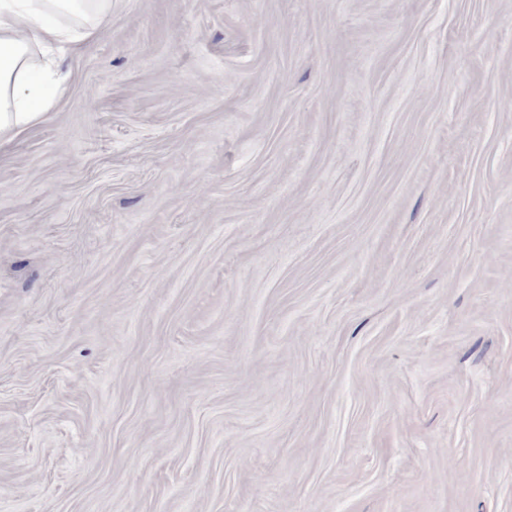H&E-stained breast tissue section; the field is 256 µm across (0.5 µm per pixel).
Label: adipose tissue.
Segmentation results:
<instances>
[{
  "instance_id": "ef3b65f1",
  "label": "adipose tissue",
  "mask_w": 512,
  "mask_h": 512,
  "mask_svg": "<svg viewBox=\"0 0 512 512\" xmlns=\"http://www.w3.org/2000/svg\"><path fill=\"white\" fill-rule=\"evenodd\" d=\"M111 12L112 0H0V143L43 118L44 85L64 87L63 61Z\"/></svg>"
}]
</instances>
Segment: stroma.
Segmentation results:
<instances>
[{
	"instance_id": "stroma-1",
	"label": "stroma",
	"mask_w": 512,
	"mask_h": 512,
	"mask_svg": "<svg viewBox=\"0 0 512 512\" xmlns=\"http://www.w3.org/2000/svg\"><path fill=\"white\" fill-rule=\"evenodd\" d=\"M0 148V512H512V0H112Z\"/></svg>"
}]
</instances>
